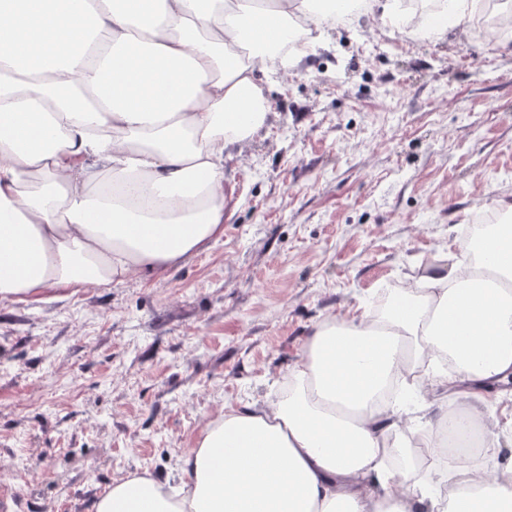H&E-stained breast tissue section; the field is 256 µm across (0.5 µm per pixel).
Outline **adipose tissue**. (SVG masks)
Segmentation results:
<instances>
[{
	"label": "adipose tissue",
	"mask_w": 512,
	"mask_h": 512,
	"mask_svg": "<svg viewBox=\"0 0 512 512\" xmlns=\"http://www.w3.org/2000/svg\"><path fill=\"white\" fill-rule=\"evenodd\" d=\"M312 2L0 0V301L161 277L222 236L224 153L267 120L266 45L315 43ZM483 252L439 255L384 312L321 321L285 396L207 423L185 482L134 473L90 512H512L498 441L464 467L436 441L512 378V225ZM396 379L416 422L379 401Z\"/></svg>",
	"instance_id": "adipose-tissue-1"
}]
</instances>
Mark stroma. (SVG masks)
<instances>
[{"label":"stroma","mask_w":512,"mask_h":512,"mask_svg":"<svg viewBox=\"0 0 512 512\" xmlns=\"http://www.w3.org/2000/svg\"><path fill=\"white\" fill-rule=\"evenodd\" d=\"M224 154V234L166 278L0 302V493L88 512L135 471L179 476L208 419L283 395L321 320L457 249L512 194V38L360 19L270 76Z\"/></svg>","instance_id":"obj_1"}]
</instances>
